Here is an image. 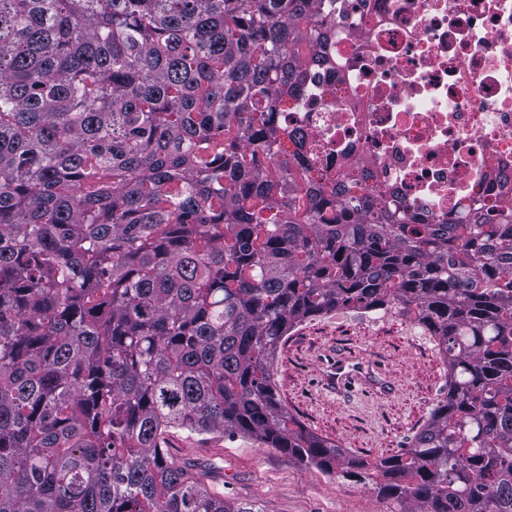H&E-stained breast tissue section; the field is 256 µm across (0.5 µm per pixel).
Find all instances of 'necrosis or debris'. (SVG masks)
I'll return each instance as SVG.
<instances>
[{
  "label": "necrosis or debris",
  "mask_w": 512,
  "mask_h": 512,
  "mask_svg": "<svg viewBox=\"0 0 512 512\" xmlns=\"http://www.w3.org/2000/svg\"><path fill=\"white\" fill-rule=\"evenodd\" d=\"M292 101L320 168L412 223L512 202V0H335Z\"/></svg>",
  "instance_id": "obj_1"
}]
</instances>
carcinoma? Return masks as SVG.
Wrapping results in <instances>:
<instances>
[{"label":"carcinoma","instance_id":"cac0c4a2","mask_svg":"<svg viewBox=\"0 0 512 512\" xmlns=\"http://www.w3.org/2000/svg\"><path fill=\"white\" fill-rule=\"evenodd\" d=\"M327 0H0V512H265L167 460L246 434L403 512H512V206L451 224L315 177L288 100ZM448 392L400 453L305 430L294 327L392 306Z\"/></svg>","mask_w":512,"mask_h":512}]
</instances>
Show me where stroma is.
<instances>
[{
    "instance_id": "1",
    "label": "stroma",
    "mask_w": 512,
    "mask_h": 512,
    "mask_svg": "<svg viewBox=\"0 0 512 512\" xmlns=\"http://www.w3.org/2000/svg\"><path fill=\"white\" fill-rule=\"evenodd\" d=\"M385 371L389 387L367 394L326 390L323 372L337 353ZM283 402L308 431L375 460L397 454L444 396L448 372L432 336L399 308L339 310L297 326L274 360ZM163 448L176 463L210 465L209 480L225 498L265 512H401L371 482L329 475L288 452L236 434L171 433Z\"/></svg>"
}]
</instances>
